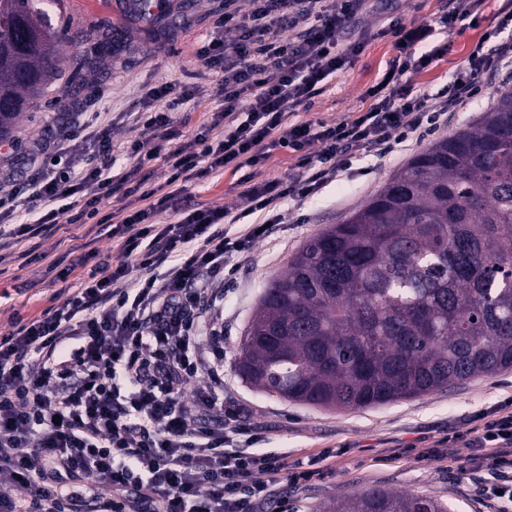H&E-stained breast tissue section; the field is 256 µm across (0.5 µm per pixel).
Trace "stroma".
Segmentation results:
<instances>
[{"label":"stroma","mask_w":512,"mask_h":512,"mask_svg":"<svg viewBox=\"0 0 512 512\" xmlns=\"http://www.w3.org/2000/svg\"><path fill=\"white\" fill-rule=\"evenodd\" d=\"M112 2L63 0L61 12L54 15L55 26L63 30L55 44L54 68L46 92L30 100L13 136L0 140V191L9 192L27 179L35 146L46 135L65 133L74 121L91 116L109 124L117 162L127 163L124 149L140 137L129 115L148 108L149 89L166 85L191 90V101L176 114V127L183 132L223 111L217 93L220 76L199 49L213 38L232 42L233 33L220 27L224 0H170L168 18L147 23L114 17ZM504 6V0H483L475 19L447 30L439 18L448 0H365L357 22L346 30L349 39L366 37L363 52L325 81L305 119L333 125L367 110L368 89L395 56L393 37L381 33L394 18L409 26L433 27V36L418 50L433 49L437 55L411 79L414 94L438 101L485 33L496 30L501 39L512 38V26L498 27ZM504 88H512V69H491L480 77L475 95L437 128L410 135L386 156L357 155L314 196L282 202L277 226L237 259L235 271L224 279V305L218 312L224 336V402L245 408L249 422L266 430L265 451L287 455L292 463H318L322 478L288 490L297 512H317L336 495L371 486L425 494L453 512H499V503L481 492L484 475L469 464L472 449L460 440L449 443L448 437L480 426L489 413L512 411V370L410 400L343 411L268 397L242 381L236 364L265 285L286 271L294 254L329 225L341 223L433 142L475 124ZM251 173L289 180L301 169L296 154L276 147L258 167L226 169L189 186L187 194L194 203L232 207ZM65 236L61 229L0 249V325H9L16 316H40L86 275V268H72Z\"/></svg>","instance_id":"1"}]
</instances>
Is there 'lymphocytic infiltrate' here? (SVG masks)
Masks as SVG:
<instances>
[{
  "mask_svg": "<svg viewBox=\"0 0 512 512\" xmlns=\"http://www.w3.org/2000/svg\"><path fill=\"white\" fill-rule=\"evenodd\" d=\"M250 3L246 12L224 10L232 43L215 38L200 50L222 74L224 109L177 149L161 141L191 94L164 86L150 94L153 109L135 117L143 137L127 150L134 166L115 172L109 128L79 121L38 148L28 180L0 196V240L36 236L55 222V203L81 191L96 202L121 186L148 202L109 229L115 263L92 268L62 302L0 332V512H294L278 484L319 475L257 451L263 429L225 407L219 363L204 356L199 338L222 335L214 313L227 262L270 231L279 200L316 192L357 151H392L421 125L437 124L445 107L413 94L406 79L434 60L416 52L432 27L393 20L398 54L390 76L369 90L368 110L333 126L299 120L324 81L362 52L363 41L342 37L361 0ZM508 57L512 41L473 51L448 105L465 101L477 77ZM277 146L298 153L304 172L292 183L245 178L241 198L248 212L262 213L259 224L232 237L229 210L183 208L189 184L257 165ZM160 157L169 190L156 199L139 171ZM465 441L477 468L492 475L487 496L512 503V413Z\"/></svg>",
  "mask_w": 512,
  "mask_h": 512,
  "instance_id": "lymphocytic-infiltrate-1",
  "label": "lymphocytic infiltrate"
}]
</instances>
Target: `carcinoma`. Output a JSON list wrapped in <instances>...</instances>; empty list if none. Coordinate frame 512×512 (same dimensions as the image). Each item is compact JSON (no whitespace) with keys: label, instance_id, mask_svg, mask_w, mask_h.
I'll list each match as a JSON object with an SVG mask.
<instances>
[{"label":"carcinoma","instance_id":"carcinoma-1","mask_svg":"<svg viewBox=\"0 0 512 512\" xmlns=\"http://www.w3.org/2000/svg\"><path fill=\"white\" fill-rule=\"evenodd\" d=\"M0 0V139L45 90L59 34L48 7ZM512 369V90L435 141L270 281L237 361L256 390L354 410ZM320 512H450L369 487Z\"/></svg>","mask_w":512,"mask_h":512}]
</instances>
